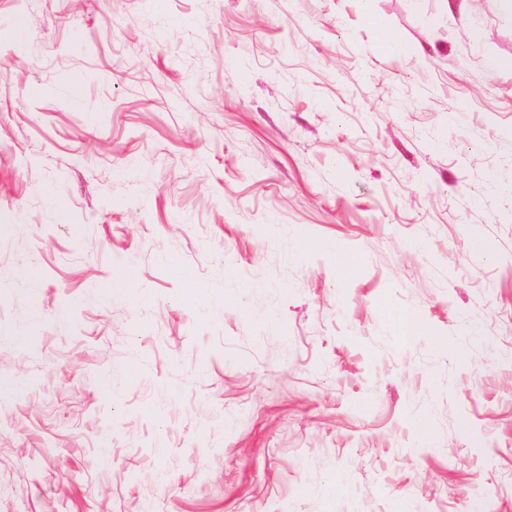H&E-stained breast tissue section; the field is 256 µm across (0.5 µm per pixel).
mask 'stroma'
<instances>
[{"instance_id": "obj_1", "label": "stroma", "mask_w": 512, "mask_h": 512, "mask_svg": "<svg viewBox=\"0 0 512 512\" xmlns=\"http://www.w3.org/2000/svg\"><path fill=\"white\" fill-rule=\"evenodd\" d=\"M490 56L512 0H0V512H512Z\"/></svg>"}]
</instances>
